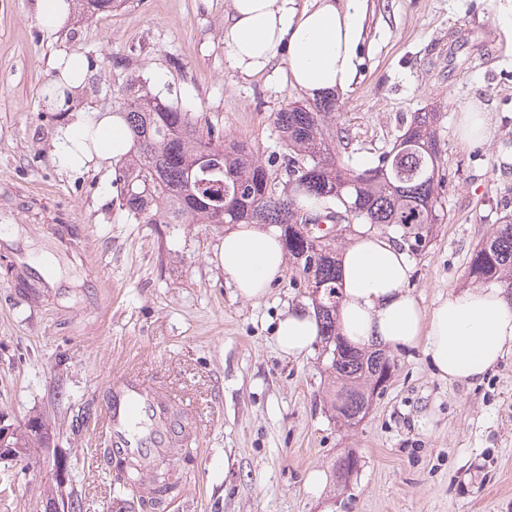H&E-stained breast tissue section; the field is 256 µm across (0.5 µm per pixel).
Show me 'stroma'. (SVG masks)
I'll list each match as a JSON object with an SVG mask.
<instances>
[{"instance_id": "35a3bbf8", "label": "stroma", "mask_w": 512, "mask_h": 512, "mask_svg": "<svg viewBox=\"0 0 512 512\" xmlns=\"http://www.w3.org/2000/svg\"><path fill=\"white\" fill-rule=\"evenodd\" d=\"M227 0H122L90 19L70 15L56 38L34 0H0V415L41 418L49 440L23 464L0 460V512H132L99 455L105 384L124 372L161 381L199 422L187 450L167 456L180 487L173 512H512V352L482 380L434 376L424 346L392 351L393 377L367 417L350 425L331 407L320 345L279 353L274 326L309 305L286 267L261 299L235 295L218 257L224 227L144 224L119 204L114 165L70 171L53 153L69 112L118 110L143 84L225 140H248L279 172L273 123L308 103L282 71L249 78L224 59ZM363 64L338 96L336 122L353 162L372 165L416 112H436L445 216L413 258L409 290L433 308L470 286L467 262L512 214V0H367ZM84 56L82 89L45 100L60 55ZM494 132L459 138L473 102ZM65 228L62 237L45 226ZM51 253L68 297L26 295L12 247ZM84 422L76 416L83 406ZM359 459L346 479L336 463ZM320 470L322 491L305 478Z\"/></svg>"}]
</instances>
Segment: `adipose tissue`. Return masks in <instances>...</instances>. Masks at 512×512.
<instances>
[{"label": "adipose tissue", "mask_w": 512, "mask_h": 512, "mask_svg": "<svg viewBox=\"0 0 512 512\" xmlns=\"http://www.w3.org/2000/svg\"><path fill=\"white\" fill-rule=\"evenodd\" d=\"M365 0H229L224 17L225 58L250 77L281 65L291 85L311 97L344 94L359 76ZM132 141L122 118L87 109L60 126L54 154L78 170L120 163ZM224 275L242 298H263L284 274L275 228L239 224L219 251ZM342 300L338 324L352 344L376 350L424 345L435 376L450 382L482 380L512 350V301L499 288L449 291L423 308L407 285L411 260L393 233L355 225L340 256ZM319 334L314 310L291 309L277 322L282 354L310 351Z\"/></svg>", "instance_id": "adipose-tissue-1"}]
</instances>
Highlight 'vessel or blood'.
<instances>
[{
  "label": "vessel or blood",
  "instance_id": "vessel-or-blood-1",
  "mask_svg": "<svg viewBox=\"0 0 512 512\" xmlns=\"http://www.w3.org/2000/svg\"><path fill=\"white\" fill-rule=\"evenodd\" d=\"M179 398L157 381L125 373L107 384L103 400L106 450L124 457L172 454L191 422L174 424L173 412Z\"/></svg>",
  "mask_w": 512,
  "mask_h": 512
}]
</instances>
